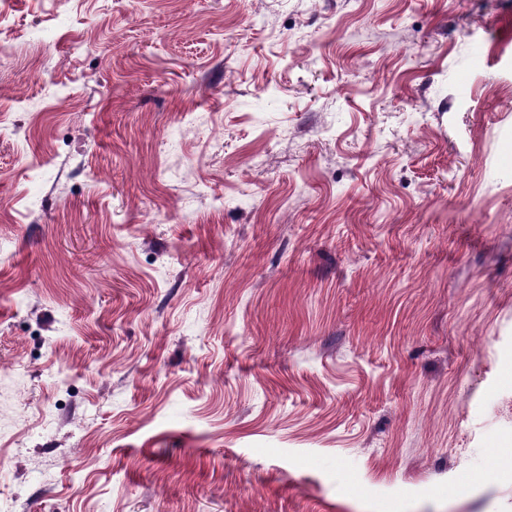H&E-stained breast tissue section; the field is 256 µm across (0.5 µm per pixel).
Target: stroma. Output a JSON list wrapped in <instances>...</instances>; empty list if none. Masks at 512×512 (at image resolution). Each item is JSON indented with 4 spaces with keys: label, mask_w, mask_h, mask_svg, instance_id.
<instances>
[{
    "label": "stroma",
    "mask_w": 512,
    "mask_h": 512,
    "mask_svg": "<svg viewBox=\"0 0 512 512\" xmlns=\"http://www.w3.org/2000/svg\"><path fill=\"white\" fill-rule=\"evenodd\" d=\"M0 512H512V0H10Z\"/></svg>",
    "instance_id": "1"
}]
</instances>
